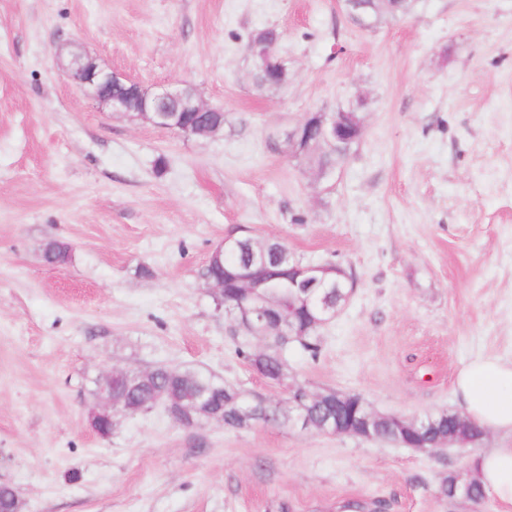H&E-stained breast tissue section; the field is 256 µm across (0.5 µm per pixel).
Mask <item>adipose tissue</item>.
I'll return each mask as SVG.
<instances>
[{"label": "adipose tissue", "mask_w": 512, "mask_h": 512, "mask_svg": "<svg viewBox=\"0 0 512 512\" xmlns=\"http://www.w3.org/2000/svg\"><path fill=\"white\" fill-rule=\"evenodd\" d=\"M453 393L469 421L512 436V360L471 359L457 372ZM471 476L494 500L496 512H512V445L478 454L471 464Z\"/></svg>", "instance_id": "1"}]
</instances>
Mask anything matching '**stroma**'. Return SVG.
<instances>
[{"label": "stroma", "instance_id": "stroma-1", "mask_svg": "<svg viewBox=\"0 0 512 512\" xmlns=\"http://www.w3.org/2000/svg\"><path fill=\"white\" fill-rule=\"evenodd\" d=\"M288 82L258 90L252 38ZM79 49L224 112L186 136L111 112L61 68ZM357 109L330 181L289 156L307 114ZM276 238L355 279L289 350L286 386L249 370L198 277L226 237ZM68 243V263L43 258ZM150 275H140V267ZM512 360V0H413L372 28L339 0H0V484L25 512H496L438 493L474 448L256 424L178 426L163 407L88 416L114 368L194 367L247 394L287 385L405 418L457 411L470 359Z\"/></svg>", "mask_w": 512, "mask_h": 512}]
</instances>
